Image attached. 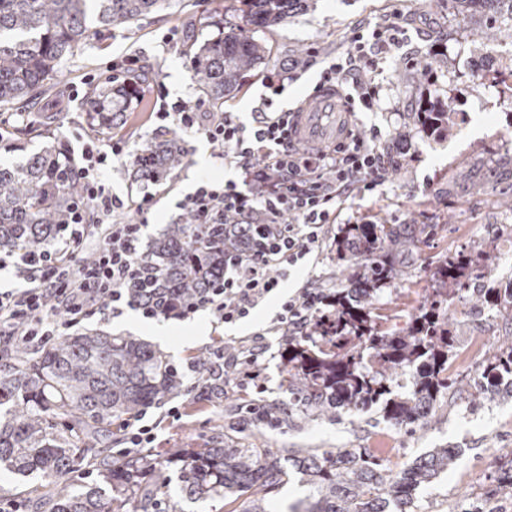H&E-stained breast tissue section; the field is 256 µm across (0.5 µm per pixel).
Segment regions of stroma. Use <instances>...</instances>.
<instances>
[{"label": "stroma", "mask_w": 512, "mask_h": 512, "mask_svg": "<svg viewBox=\"0 0 512 512\" xmlns=\"http://www.w3.org/2000/svg\"><path fill=\"white\" fill-rule=\"evenodd\" d=\"M395 19L405 31L403 41L383 59L379 75L381 107L362 112L358 123L378 127L381 148L403 144L401 165L388 181L372 193L348 199L340 221L325 229L324 245L291 267L282 283L286 295L314 286L334 289L343 266L334 248L343 224L373 221L401 224L416 231L436 225L435 234L414 254L409 265V285L378 298L386 314L404 321L417 300L431 294L433 267L449 254L464 251L472 258L492 256L494 272L502 283L512 282V245L501 244L506 226H512V147L499 141V131L512 124V45L498 55L499 80L480 92H472L465 68L482 57L487 44L478 35L487 27L484 14L462 10L456 0H303L288 19L271 28L254 27L250 33L267 43L266 61L245 73L237 91L225 96L224 108L236 113L244 128L253 125V110L266 89L268 72L317 50L320 56L344 55L354 29ZM241 11L225 10L224 0H180L174 8L160 11L124 27L93 31L86 43L65 61L57 84L33 92L31 99L0 109V122L10 129L24 126L36 107L51 100L67 99L49 133L33 132L23 139L20 151L0 143V164L21 162L38 150L47 135H54L81 153L77 138L90 110L94 78L108 65L127 54L137 56V71L148 74L138 89L143 105L128 112L122 127L126 150L136 154L155 139L177 138L186 152L183 166L150 189L156 203L143 229V243L158 237L165 225L176 222L178 204L192 193L201 178L221 180L231 176L220 160L199 165L198 151L208 149L206 139L183 132L172 121H160L152 113L157 97L167 103L198 96L191 68L193 53L205 42L221 38L226 26L245 25ZM177 31L176 44L165 41ZM452 103L455 111L450 131L435 136L421 132L414 122L420 100ZM279 299L271 297L251 314L222 331L214 316L200 311L184 319L170 318L168 340L151 335L152 320L138 318L136 326L122 315L105 310L82 323L83 328L114 336H132L162 352L178 368L208 354L220 342L260 336L264 347V392L255 388L225 386L223 394L208 397L192 389L184 376L178 394L147 407L144 421L155 425L156 438L148 453L156 470L167 481V494L179 512H227L223 499L193 502L180 492L181 464L173 449L273 448L281 454H333L339 448H387L383 465L400 470L433 448L453 446L461 454L453 472L420 487L409 512H467L470 503L481 502L486 512H512V499L498 496L496 486L512 473V396H485L473 400L472 392L481 363L493 350L512 341V320L477 304L476 293L465 289L453 298L448 313L458 331L456 353L450 359L452 385L443 392L415 432L387 424L377 411H347L330 419L302 413L288 390V365L282 357L286 340L271 326ZM207 337H200L201 326ZM254 399L279 407L286 419L271 424L242 414L243 403ZM178 408L179 418L168 417Z\"/></svg>", "instance_id": "35a3bbf8"}]
</instances>
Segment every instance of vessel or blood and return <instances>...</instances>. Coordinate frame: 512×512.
I'll return each mask as SVG.
<instances>
[{"label": "vessel or blood", "instance_id": "obj_1", "mask_svg": "<svg viewBox=\"0 0 512 512\" xmlns=\"http://www.w3.org/2000/svg\"><path fill=\"white\" fill-rule=\"evenodd\" d=\"M340 92L334 87L314 91L295 117V137L304 143L342 139L352 123L349 106L340 104Z\"/></svg>", "mask_w": 512, "mask_h": 512}]
</instances>
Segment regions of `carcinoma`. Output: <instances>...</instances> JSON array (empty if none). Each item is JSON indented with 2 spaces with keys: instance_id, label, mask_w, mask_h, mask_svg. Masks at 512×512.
I'll return each instance as SVG.
<instances>
[{
  "instance_id": "obj_1",
  "label": "carcinoma",
  "mask_w": 512,
  "mask_h": 512,
  "mask_svg": "<svg viewBox=\"0 0 512 512\" xmlns=\"http://www.w3.org/2000/svg\"><path fill=\"white\" fill-rule=\"evenodd\" d=\"M247 7L248 24L269 28L288 18L303 0H235ZM504 0H457L461 8L498 14ZM172 7V0H0V107H8L61 75L62 62L91 30L110 29ZM267 44L237 25L224 37L200 46L191 58L203 99L216 111L239 79L267 59ZM444 106L417 113L424 131L448 128ZM151 163L135 169L149 182L179 169L185 159L175 140L146 145ZM81 197L78 168L55 137L25 161L0 165V251L41 252L65 226ZM432 228L409 235L399 224H353L336 240L346 263L334 293L330 319L313 322L302 336L288 337V389L305 397V410L336 416L340 410L376 408L387 422L408 425L425 418L448 389V355L456 331L445 315L448 297L462 291L478 270L468 255H456L432 271L436 288L401 324L379 311L384 290L405 285L407 259ZM237 238L222 224H170L145 251L153 277L138 288H173L189 299L224 277V252ZM512 315V282L479 289ZM0 469L21 481L17 501L31 512H174L165 484L146 476L144 460L127 456L97 471L87 484L27 486L25 478L63 476L74 465L110 455L112 425L177 393L169 360L131 336L81 330L58 337L31 358L22 348L3 349L0 360ZM409 376L406 391L393 387ZM512 378V344L482 367L477 382L486 392L500 377ZM457 448H433L398 472L382 467L364 448H347L341 458L307 454L292 461L270 448H200L182 456L183 491L192 500L221 497L235 503L249 495L244 512H267L266 496L301 474L314 500L292 512H404L416 491L451 471Z\"/></svg>"
}]
</instances>
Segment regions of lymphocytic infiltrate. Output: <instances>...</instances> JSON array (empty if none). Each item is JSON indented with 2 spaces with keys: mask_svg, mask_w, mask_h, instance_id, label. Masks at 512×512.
<instances>
[{
  "mask_svg": "<svg viewBox=\"0 0 512 512\" xmlns=\"http://www.w3.org/2000/svg\"><path fill=\"white\" fill-rule=\"evenodd\" d=\"M398 22L358 26L346 56L291 63L266 76L267 89L244 130L232 113L210 111L201 99H182L172 109L156 112L186 132L206 138L215 158L234 167L237 179H201L193 194L180 203L200 224H234L240 241L224 255V279L191 301L171 292L132 290L134 281L151 277L143 261L142 229L155 203L144 192L135 207L113 195L99 176L113 159L143 163V155L127 156L121 136L86 140L79 169L82 204L72 212L58 245L41 254L0 256V270L13 267L24 287L0 291V344L31 350L51 346L70 329L103 308L140 310L145 318H185L211 312L219 321L235 323L249 316L260 302L279 290L291 266L320 248L324 228L336 223L348 198L383 185L399 160L382 152L378 128L351 130L345 143L295 146L290 139L292 110L277 106L286 83L319 67L324 82L341 89L355 110L372 112L380 106L379 64L401 41ZM138 219L125 221L128 210ZM332 300L327 292L307 288L282 299L276 316L278 330L298 333L315 318H328ZM225 382L244 385L261 375L263 349L234 343L215 349Z\"/></svg>",
  "mask_w": 512,
  "mask_h": 512,
  "instance_id": "lymphocytic-infiltrate-1",
  "label": "lymphocytic infiltrate"
}]
</instances>
